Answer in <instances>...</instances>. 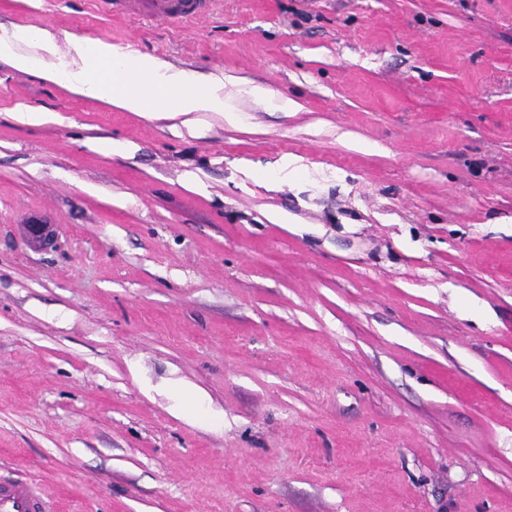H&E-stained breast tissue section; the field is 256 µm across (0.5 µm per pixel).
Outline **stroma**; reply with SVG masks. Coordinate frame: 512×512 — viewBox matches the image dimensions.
<instances>
[{
	"mask_svg": "<svg viewBox=\"0 0 512 512\" xmlns=\"http://www.w3.org/2000/svg\"><path fill=\"white\" fill-rule=\"evenodd\" d=\"M28 26L219 77L239 120L0 57V477L60 512H512V0H0ZM216 0H99L103 10L132 21L182 24L204 15ZM120 5L121 11L114 6ZM27 239L38 247H50L54 244L56 238V225L41 222L27 224Z\"/></svg>",
	"mask_w": 512,
	"mask_h": 512,
	"instance_id": "1",
	"label": "stroma"
}]
</instances>
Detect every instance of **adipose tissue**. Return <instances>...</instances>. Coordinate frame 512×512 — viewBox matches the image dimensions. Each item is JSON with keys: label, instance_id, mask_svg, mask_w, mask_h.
<instances>
[{"label": "adipose tissue", "instance_id": "obj_1", "mask_svg": "<svg viewBox=\"0 0 512 512\" xmlns=\"http://www.w3.org/2000/svg\"><path fill=\"white\" fill-rule=\"evenodd\" d=\"M21 43L54 59L59 54L55 34L34 27L17 29L10 37L0 36V56L18 70H37L42 80L75 95L146 116L221 111L227 121L235 119L234 111L224 108V84L219 79L173 69L156 57L119 50L100 38L68 39L71 61L62 66L19 52Z\"/></svg>", "mask_w": 512, "mask_h": 512}]
</instances>
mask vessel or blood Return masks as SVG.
I'll return each mask as SVG.
<instances>
[{
  "mask_svg": "<svg viewBox=\"0 0 512 512\" xmlns=\"http://www.w3.org/2000/svg\"><path fill=\"white\" fill-rule=\"evenodd\" d=\"M214 0H99L106 12L133 21L182 24L204 15ZM0 512H53L51 499L31 484L0 479Z\"/></svg>",
  "mask_w": 512,
  "mask_h": 512,
  "instance_id": "vessel-or-blood-1",
  "label": "vessel or blood"
}]
</instances>
